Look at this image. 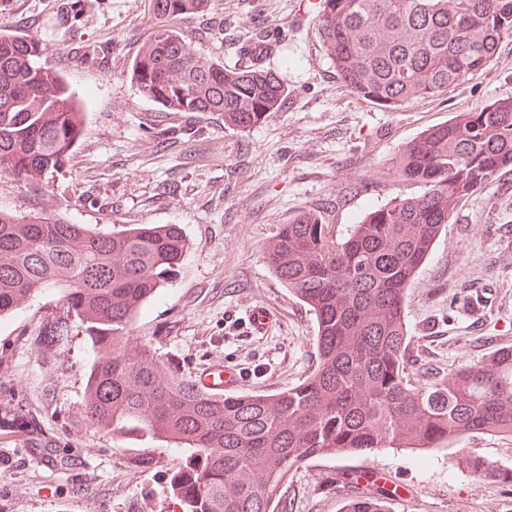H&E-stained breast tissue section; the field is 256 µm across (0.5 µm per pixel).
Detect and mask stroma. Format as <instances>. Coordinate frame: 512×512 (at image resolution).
Returning <instances> with one entry per match:
<instances>
[{"instance_id": "35a3bbf8", "label": "stroma", "mask_w": 512, "mask_h": 512, "mask_svg": "<svg viewBox=\"0 0 512 512\" xmlns=\"http://www.w3.org/2000/svg\"><path fill=\"white\" fill-rule=\"evenodd\" d=\"M151 0H0V25L39 38L46 62L87 101L84 133L68 163L37 184L0 175V211L44 213L103 232L178 224L190 248L182 267L132 324L162 355L195 371L235 362L246 392L302 382L317 360L312 311L272 274L268 241L304 211L353 224L401 188L386 170L402 146L466 105L512 97V34L489 69L447 95L395 110L352 94L321 49L319 0H211L178 28L202 54L232 64L262 18L265 64L288 93L278 112L246 130L217 112H164L131 84L129 70L153 30ZM272 326L244 335L251 305ZM57 293L0 320V392L35 420L0 440V512H181L170 478L185 459L166 443L114 439L89 428L82 406L90 340L42 342ZM409 379L423 385L512 347V173L460 203L411 283ZM58 459L33 458L35 440ZM476 454L512 469V437L474 434L447 448L339 454L298 464L289 512H342L334 474L378 479L389 512H512V481L472 474Z\"/></svg>"}]
</instances>
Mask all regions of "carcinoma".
Instances as JSON below:
<instances>
[{"mask_svg": "<svg viewBox=\"0 0 512 512\" xmlns=\"http://www.w3.org/2000/svg\"><path fill=\"white\" fill-rule=\"evenodd\" d=\"M157 25L131 66L136 90L167 110L221 112L251 128L286 95L260 55L226 65L198 53L171 20L208 0H151ZM322 48L337 78L384 109L448 93L481 75L512 34V0H320ZM45 44L0 37V173L40 181L63 166L83 132L85 101L40 63ZM512 171V97L468 106L423 130L392 162L400 193L337 228L304 211L266 253L275 277L310 311L318 363L275 395L212 397L149 341L131 340L144 303L179 270L189 242L179 224L103 233L42 213L0 211V318L55 291L62 311L44 336L64 347L79 322L95 355L86 373L89 427L129 430L178 448L170 481L184 512H275L291 470L339 453L442 448L474 433L512 436V348L461 365L425 386L408 377L407 289L458 203ZM137 350H127L130 342ZM475 475L494 472L468 455ZM375 489L344 512H387Z\"/></svg>", "mask_w": 512, "mask_h": 512, "instance_id": "cac0c4a2", "label": "carcinoma"}]
</instances>
